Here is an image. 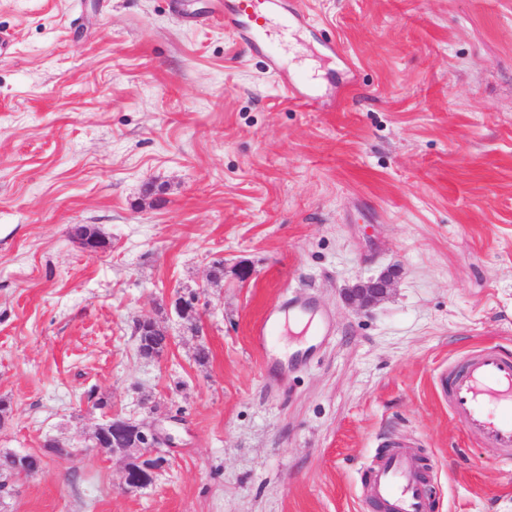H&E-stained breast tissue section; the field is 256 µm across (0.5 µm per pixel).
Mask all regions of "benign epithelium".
<instances>
[{
  "label": "benign epithelium",
  "mask_w": 512,
  "mask_h": 512,
  "mask_svg": "<svg viewBox=\"0 0 512 512\" xmlns=\"http://www.w3.org/2000/svg\"><path fill=\"white\" fill-rule=\"evenodd\" d=\"M394 276L387 269L376 277L357 282L343 293L344 301L359 309H369L384 300L392 290ZM179 314L196 321V333H202V325L197 323L200 297L179 296L175 300ZM105 426L112 428V451L123 454L127 459L124 469V486L128 489L146 487L155 481L158 469L142 465L157 452L167 439L158 430L143 423H134L119 416L105 417Z\"/></svg>",
  "instance_id": "benign-epithelium-1"
}]
</instances>
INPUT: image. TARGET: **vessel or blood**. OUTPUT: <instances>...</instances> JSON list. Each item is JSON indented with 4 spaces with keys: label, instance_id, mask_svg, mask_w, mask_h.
Returning a JSON list of instances; mask_svg holds the SVG:
<instances>
[{
    "label": "vessel or blood",
    "instance_id": "b4317fda",
    "mask_svg": "<svg viewBox=\"0 0 512 512\" xmlns=\"http://www.w3.org/2000/svg\"><path fill=\"white\" fill-rule=\"evenodd\" d=\"M281 0H237L236 13L264 35L285 40L292 32L293 17L280 10ZM282 328L275 312L264 313L250 334L263 351H270ZM448 399V409L468 437L496 448L502 467L512 469V357L485 345L449 364L438 376ZM365 500L379 504L383 512H430L431 494L415 458L407 448L379 456L365 470Z\"/></svg>",
    "mask_w": 512,
    "mask_h": 512
}]
</instances>
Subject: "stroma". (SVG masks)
Listing matches in <instances>:
<instances>
[{
    "label": "stroma",
    "instance_id": "1",
    "mask_svg": "<svg viewBox=\"0 0 512 512\" xmlns=\"http://www.w3.org/2000/svg\"><path fill=\"white\" fill-rule=\"evenodd\" d=\"M234 2L0 0V456L43 467L0 512H366L362 467L398 441L432 512H512L437 384L477 345L512 357V0H294L276 49L312 107L225 26ZM390 266L378 305L343 301ZM304 301L331 334L281 336L269 367L252 323ZM90 393L171 437L153 485L91 447ZM157 330H162L166 336L163 334L152 336ZM134 335L139 336V338L144 336L148 340L149 344L147 345V350L144 352V355L147 356L153 354L159 355L165 351L169 345L167 337L169 333L167 329L152 319H139L134 328Z\"/></svg>",
    "mask_w": 512,
    "mask_h": 512
}]
</instances>
